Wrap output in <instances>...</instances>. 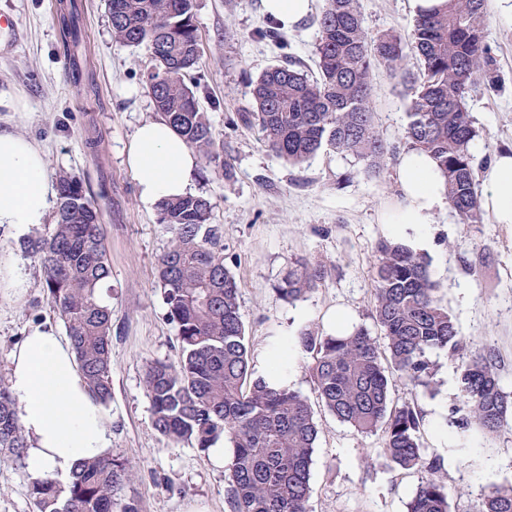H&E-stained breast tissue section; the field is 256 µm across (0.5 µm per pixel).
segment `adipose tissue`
Instances as JSON below:
<instances>
[{
	"mask_svg": "<svg viewBox=\"0 0 512 512\" xmlns=\"http://www.w3.org/2000/svg\"><path fill=\"white\" fill-rule=\"evenodd\" d=\"M127 160L145 208L192 195L196 156L165 121L153 120L137 128ZM397 181L402 198L382 212L384 232L413 248L431 250L430 226L448 204L445 179L428 154L409 151L400 158ZM54 196L38 147L0 130V230L27 235L45 223ZM482 205L495 223L512 225V153L496 157ZM292 344L290 337L281 335L260 351L257 373L269 385L294 382ZM9 388L28 438L30 480L67 481L77 463L111 448L105 416L78 371L69 340L54 327H33L13 352Z\"/></svg>",
	"mask_w": 512,
	"mask_h": 512,
	"instance_id": "ef3b65f1",
	"label": "adipose tissue"
}]
</instances>
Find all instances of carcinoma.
<instances>
[{
	"label": "carcinoma",
	"instance_id": "carcinoma-1",
	"mask_svg": "<svg viewBox=\"0 0 512 512\" xmlns=\"http://www.w3.org/2000/svg\"><path fill=\"white\" fill-rule=\"evenodd\" d=\"M115 41L145 45L152 65L145 83L159 116L224 178L231 169L192 84L200 58L195 0H104ZM487 0H444L416 15L407 41L389 31H367L358 0H325L316 23L317 76L292 56L267 68L253 82L249 106L227 117L231 131L255 127L277 156L300 165L327 145L374 170L394 146L373 122V78L385 69L409 100L405 145L429 153L446 180L448 199L466 223L481 218L471 147L475 127L466 108L471 89L492 82L493 49L486 41ZM61 37L73 58V79L82 84L87 59L79 6H61ZM413 55L420 72L407 68ZM54 231L23 244L43 272L46 298L62 320L79 369L96 403L112 398V314L97 291L110 274L100 211L82 180L57 175ZM172 238L157 264V283L168 319L177 328L179 360L150 363L144 388L155 430L201 451L224 437L230 459L225 488L228 512H311L310 474L319 437L306 397L272 389L256 376L254 353L239 308V284L224 262L219 230L209 224L212 203L187 196L160 204ZM373 270L372 317L381 336L362 327L346 335L302 329L294 342L325 410L357 432L381 438L379 465L421 480L406 512H448V486L437 457L423 446V417L411 402L391 396L393 379L433 392L430 350L448 360L467 347L425 257L382 240ZM324 266L295 261L276 288L293 303L312 292ZM466 417L461 426L494 435L512 412L494 352L483 349L457 365ZM28 440L9 387L0 381V462L24 459ZM138 468L112 455L77 465L70 481L32 483L36 512H140L126 496ZM482 512H512V485L491 488Z\"/></svg>",
	"mask_w": 512,
	"mask_h": 512
}]
</instances>
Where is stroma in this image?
Returning <instances> with one entry per match:
<instances>
[{
  "mask_svg": "<svg viewBox=\"0 0 512 512\" xmlns=\"http://www.w3.org/2000/svg\"><path fill=\"white\" fill-rule=\"evenodd\" d=\"M58 0H0L14 30L0 32V94L21 97L17 112H0V129L37 145L48 178L66 171L96 191L110 256L111 277L98 297L112 310V399L103 412L112 452L139 467L133 489L141 512H227L226 470L188 444L165 440L154 428L143 377L154 361L177 362V331L157 286V261L171 232L158 211L143 208L126 152L138 125L154 119L142 81L150 64L146 46L126 47L112 37L103 0H78L92 91L77 92L62 47ZM370 34L394 30L410 37V0H359ZM268 16L264 0H195L201 44L197 96L224 143L231 180L198 165L194 184L213 204L211 224L239 283V305L250 344L275 334L322 327L331 312L349 313L353 325L373 328L375 246L383 238L382 211L400 199L397 157L379 173L364 161L323 147L307 163L277 157L257 129L225 128L227 112L251 98L252 79L280 61L282 52L256 31ZM486 38L493 48L495 87L479 86L466 99L477 136L473 142L478 193L489 186L486 157L512 149V17L488 9ZM374 124L389 143L402 145L408 100L385 70H377ZM435 248L427 252L432 278L471 349L493 350L501 386L512 393V226L490 213L465 223L453 208L434 218ZM306 258L327 274L303 300L287 303L276 288L289 264ZM0 259L22 261L27 288H0V377L29 329L56 322L43 289V272L20 240L0 233ZM308 311L300 319L299 311ZM435 393L396 381L393 396L412 400L427 424L429 454L443 462L450 512H479L495 485L512 484V428L484 436L459 429L461 397L456 370L443 351L430 352ZM320 433L311 468L313 512H406L420 477L398 478L379 466V436H366L317 410ZM448 433L440 447L437 430ZM23 464H0V512H36Z\"/></svg>",
  "mask_w": 512,
  "mask_h": 512,
  "instance_id": "1",
  "label": "stroma"
}]
</instances>
